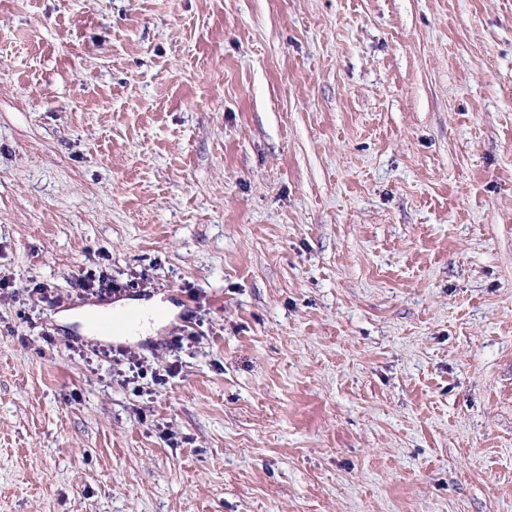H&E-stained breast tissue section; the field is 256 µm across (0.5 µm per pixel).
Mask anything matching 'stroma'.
<instances>
[{
	"label": "stroma",
	"mask_w": 512,
	"mask_h": 512,
	"mask_svg": "<svg viewBox=\"0 0 512 512\" xmlns=\"http://www.w3.org/2000/svg\"><path fill=\"white\" fill-rule=\"evenodd\" d=\"M1 279L0 512H512V0H0ZM75 290L79 296L115 295L120 293L122 288H117L112 282V277L103 270L98 273L94 270H86L74 282ZM135 307L141 309H130L120 315L106 314L96 325V334L98 336H108L112 338H120L131 336L143 321V313L146 315L145 322L139 331L147 332L157 324L158 317H155L158 310L168 309L169 307L162 303H153L150 301L134 304ZM154 320V322H153Z\"/></svg>",
	"instance_id": "stroma-1"
}]
</instances>
